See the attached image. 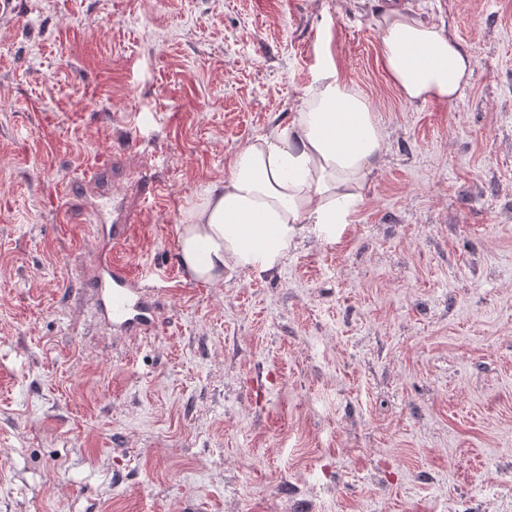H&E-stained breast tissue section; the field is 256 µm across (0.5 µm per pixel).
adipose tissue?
<instances>
[{
    "instance_id": "obj_1",
    "label": "adipose tissue",
    "mask_w": 512,
    "mask_h": 512,
    "mask_svg": "<svg viewBox=\"0 0 512 512\" xmlns=\"http://www.w3.org/2000/svg\"><path fill=\"white\" fill-rule=\"evenodd\" d=\"M385 70L409 103H448L467 86L474 58L444 27L410 9L373 18ZM384 150L366 99L335 65L322 67L287 127L237 150L228 175L207 184L186 210L177 251L188 276L220 283L225 271H279L307 227L335 236L364 197Z\"/></svg>"
}]
</instances>
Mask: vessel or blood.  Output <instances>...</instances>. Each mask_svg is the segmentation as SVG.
<instances>
[{"label":"vessel or blood","mask_w":512,"mask_h":512,"mask_svg":"<svg viewBox=\"0 0 512 512\" xmlns=\"http://www.w3.org/2000/svg\"><path fill=\"white\" fill-rule=\"evenodd\" d=\"M130 237L127 220L114 219L109 245L87 279L98 312L114 334L152 336L159 329L157 297L162 291L157 273H136L124 254Z\"/></svg>","instance_id":"b4317fda"}]
</instances>
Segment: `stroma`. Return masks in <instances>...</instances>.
I'll use <instances>...</instances> for the list:
<instances>
[{
    "mask_svg": "<svg viewBox=\"0 0 512 512\" xmlns=\"http://www.w3.org/2000/svg\"><path fill=\"white\" fill-rule=\"evenodd\" d=\"M395 1L473 54L457 100L400 96L372 21ZM326 61L384 132L349 223L274 275L190 279L185 210ZM101 159L135 268L167 276L153 336L81 285L107 231L73 183ZM0 512H512V0H14Z\"/></svg>",
    "mask_w": 512,
    "mask_h": 512,
    "instance_id": "obj_1",
    "label": "stroma"
}]
</instances>
